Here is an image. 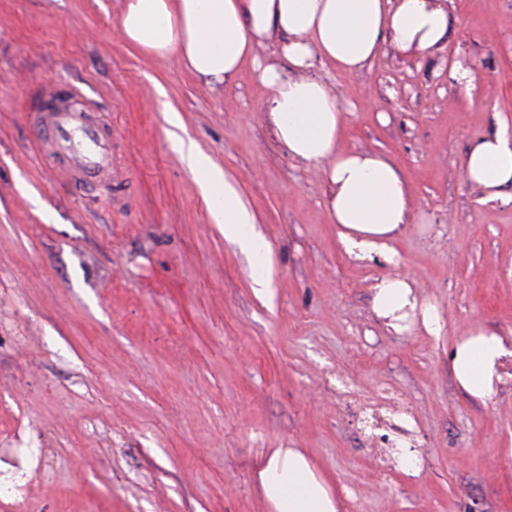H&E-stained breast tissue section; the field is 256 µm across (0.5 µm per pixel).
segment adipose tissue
<instances>
[{
    "mask_svg": "<svg viewBox=\"0 0 512 512\" xmlns=\"http://www.w3.org/2000/svg\"><path fill=\"white\" fill-rule=\"evenodd\" d=\"M116 31L148 55L177 54L188 71L218 84L234 79L258 47L281 36L278 57L256 65L278 140L292 157L322 166L329 219L346 252L393 259L390 242L412 217L406 182L390 161L343 149L344 111L334 90L310 71L324 62L344 73L362 71L386 43L405 54L433 51L448 34L446 0H126ZM180 152L225 238L265 257L269 245L223 170L195 144L181 145ZM462 172L486 200L501 198L512 187V136L501 130L473 139ZM375 289L374 309L393 331H402L409 311L418 308L425 330L439 333L434 307H419L407 280L386 277ZM511 355L503 337L477 327L456 344L452 371L467 394L486 402ZM257 480L274 512H338L327 483L297 449L274 450L261 461Z\"/></svg>",
    "mask_w": 512,
    "mask_h": 512,
    "instance_id": "obj_1",
    "label": "adipose tissue"
}]
</instances>
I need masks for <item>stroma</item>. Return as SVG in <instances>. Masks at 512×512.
I'll return each instance as SVG.
<instances>
[{"instance_id":"obj_1","label":"stroma","mask_w":512,"mask_h":512,"mask_svg":"<svg viewBox=\"0 0 512 512\" xmlns=\"http://www.w3.org/2000/svg\"><path fill=\"white\" fill-rule=\"evenodd\" d=\"M124 2L0 0V512H273L255 470L276 448L307 456L339 512H512V358L485 403L449 361L478 326L512 341V200L462 176L473 138L512 132V0H447L431 53L316 70L344 147L409 185L392 264L347 255L323 171L276 139L253 63L206 83L123 43ZM53 82L111 125V197L79 196L38 154L25 99ZM182 138L255 216L268 291ZM385 277L436 308L440 335L386 326Z\"/></svg>"}]
</instances>
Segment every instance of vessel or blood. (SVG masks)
Wrapping results in <instances>:
<instances>
[{"label":"vessel or blood","instance_id":"vessel-or-blood-1","mask_svg":"<svg viewBox=\"0 0 512 512\" xmlns=\"http://www.w3.org/2000/svg\"><path fill=\"white\" fill-rule=\"evenodd\" d=\"M27 116L40 132L47 166L63 172L80 192L111 193L112 128L83 91L67 83L37 87Z\"/></svg>","mask_w":512,"mask_h":512}]
</instances>
